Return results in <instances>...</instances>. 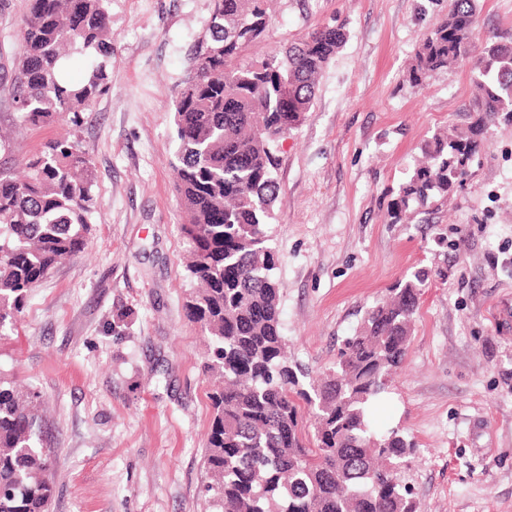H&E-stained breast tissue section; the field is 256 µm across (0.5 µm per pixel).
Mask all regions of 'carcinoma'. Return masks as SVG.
<instances>
[{
	"mask_svg": "<svg viewBox=\"0 0 512 512\" xmlns=\"http://www.w3.org/2000/svg\"><path fill=\"white\" fill-rule=\"evenodd\" d=\"M110 2L29 0L20 51L0 72L19 126H76L109 88ZM270 4L212 0L175 104L171 167L194 284L185 311L209 338L205 374L221 380L208 395L202 493L213 512H418L400 471L416 445L398 428L377 432L368 408L404 360L428 275L413 272L369 307L320 378L288 361L270 227L275 148L286 114L296 128L312 108L319 77L347 33L327 24L248 61ZM477 38L475 0H453L415 55L413 85L468 60L478 95L467 126L452 125L420 146L422 161L393 204L397 222L448 199L485 149L488 123L512 118V38L489 35L475 55ZM74 53L89 58L78 83L61 76ZM24 166L18 177L0 162V333L15 326L58 264L83 252L91 231L92 163L77 139L47 142ZM304 406L315 417L310 440ZM57 454L39 393L0 376V512H48Z\"/></svg>",
	"mask_w": 512,
	"mask_h": 512,
	"instance_id": "obj_1",
	"label": "carcinoma"
}]
</instances>
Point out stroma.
Instances as JSON below:
<instances>
[{"label":"stroma","instance_id":"1","mask_svg":"<svg viewBox=\"0 0 512 512\" xmlns=\"http://www.w3.org/2000/svg\"><path fill=\"white\" fill-rule=\"evenodd\" d=\"M452 0H277L256 55L343 22L315 103L279 144L273 245L288 351L319 374L364 311L424 268L402 369L373 405L417 446L419 512H512V122L496 120L462 187L394 223L419 146L465 125L469 64L408 81ZM112 84L80 125L17 129L16 155L69 134L93 163L84 252L0 336V372L38 392L58 448L49 512H209L201 331L185 314L187 244L169 162L175 101L211 0H111ZM479 35L512 37V0H477ZM134 314L113 335L112 310Z\"/></svg>","mask_w":512,"mask_h":512}]
</instances>
